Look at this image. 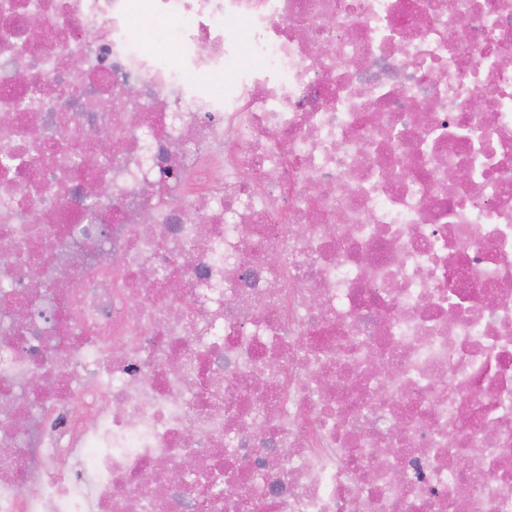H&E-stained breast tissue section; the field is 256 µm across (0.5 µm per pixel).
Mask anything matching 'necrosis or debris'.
<instances>
[{
    "instance_id": "1",
    "label": "necrosis or debris",
    "mask_w": 512,
    "mask_h": 512,
    "mask_svg": "<svg viewBox=\"0 0 512 512\" xmlns=\"http://www.w3.org/2000/svg\"><path fill=\"white\" fill-rule=\"evenodd\" d=\"M1 241L0 512H512V0H0Z\"/></svg>"
}]
</instances>
